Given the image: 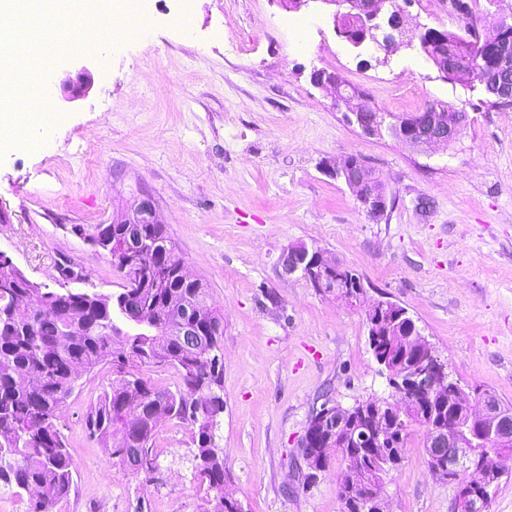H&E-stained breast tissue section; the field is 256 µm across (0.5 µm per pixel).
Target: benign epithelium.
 Listing matches in <instances>:
<instances>
[{
  "mask_svg": "<svg viewBox=\"0 0 512 512\" xmlns=\"http://www.w3.org/2000/svg\"><path fill=\"white\" fill-rule=\"evenodd\" d=\"M334 7L332 19L334 30L343 35L341 21L356 14L362 19L360 32L352 46L360 47L367 41H376L375 32L382 22H387L393 30L402 27V9L395 0H319ZM512 35L497 29L479 40L482 53L494 56L495 64L502 70L499 93L512 96V69L509 68L506 49ZM338 100L346 104L344 116L347 122L357 127L369 137L383 136L385 121L367 107L351 103V97L342 95ZM398 134L407 144L431 150L446 146L459 135L458 127L438 122L432 114L403 124ZM370 167L358 160L347 159L336 165L334 175L341 179L356 194L364 209L374 217L382 216L388 201H379L370 189L367 171ZM123 224H158L156 204L145 196L130 207L121 220ZM285 274H301L312 288L323 294H334L349 302L366 298V289L358 278L344 274L336 262L325 258L323 253L304 244L290 246L280 256ZM405 312L397 303L389 300H371L367 304L366 318L370 339H375L380 327L395 324ZM168 335L178 337L184 347L202 343L206 333L195 320H174ZM405 344L418 356L419 364L407 369L394 370L385 358L376 362L388 371V386L394 394L392 400L379 398L372 406V416L365 426H358L352 419L354 407H343L326 401L312 414L300 440L302 448H358L366 451L378 448L395 436L410 415L431 416L437 423L430 427L426 447L433 463L431 473L456 483L455 510L457 512H489L491 491L478 489L468 481L471 472L482 469L503 476L505 462L512 458V409L503 407L497 396L491 392H465L457 388L454 394V407L466 414L463 424L445 425L443 416L448 414V380L451 377L447 362L437 354L434 346L410 322ZM491 440L498 451L477 458L479 444ZM349 484L358 491L351 502L358 512H390L389 500L384 486L374 482L361 466L349 472Z\"/></svg>",
  "mask_w": 512,
  "mask_h": 512,
  "instance_id": "benign-epithelium-1",
  "label": "benign epithelium"
}]
</instances>
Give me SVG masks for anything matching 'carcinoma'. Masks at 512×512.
<instances>
[{"label":"carcinoma","mask_w":512,"mask_h":512,"mask_svg":"<svg viewBox=\"0 0 512 512\" xmlns=\"http://www.w3.org/2000/svg\"><path fill=\"white\" fill-rule=\"evenodd\" d=\"M455 4L460 32L430 28L421 36L419 48L448 80L480 87L485 94L480 103L501 108L497 73L490 64L480 70L474 62L479 23L468 0H455ZM101 229L107 232V242L136 233L156 247L124 264L111 260L126 284L132 281V273L155 269L141 287L112 295L50 289L14 271L11 287L0 288V481L28 494L27 512H59V504L75 491V465L58 424L59 408L74 389L77 369L110 364L124 378L86 411L83 422L88 436L132 475L150 476L156 472L152 439L157 412L191 426L194 469L213 492L202 512H231L224 495V449L216 442L224 413V316L206 303L203 320L211 327V336L195 351L181 349L172 337L162 335V328L170 312L197 293L207 294V288L163 272L165 266L182 263L164 225L97 224L91 235ZM124 296L129 297L130 311H145L155 325L141 329L114 325L113 306ZM390 336L380 345L388 349L395 364L416 361L406 350L404 337L394 330ZM142 365L172 368L179 383L173 390L158 387L141 373ZM414 424L427 430L432 421L416 417L406 422L393 448L362 454L356 448L327 452L344 464L338 481L340 501L347 500L345 472L352 464H361L375 481L383 482L391 473L389 462H404Z\"/></svg>","instance_id":"obj_1"}]
</instances>
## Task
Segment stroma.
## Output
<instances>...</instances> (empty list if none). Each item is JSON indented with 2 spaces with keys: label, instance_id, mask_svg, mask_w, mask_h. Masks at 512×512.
I'll return each mask as SVG.
<instances>
[{
  "label": "stroma",
  "instance_id": "stroma-1",
  "mask_svg": "<svg viewBox=\"0 0 512 512\" xmlns=\"http://www.w3.org/2000/svg\"><path fill=\"white\" fill-rule=\"evenodd\" d=\"M148 26L109 34L96 54L63 49L72 18L52 38L0 58V88L38 99L20 139L0 135V251L31 280L58 287L71 261L80 288L112 294L122 279L75 227L111 223L151 196L188 271L224 316V490L244 512H340L338 474L304 483L299 439L324 399L389 397L367 341L366 307L285 275L279 258L304 243L352 270L369 298L406 308L463 386L512 404V108L440 78L419 50L428 28L455 31L448 0H411L405 34L389 50L353 47L318 0H146ZM311 22L295 51L289 22ZM87 66L74 101L63 86ZM334 72L375 111L407 116L430 104L467 113L460 136L422 152L349 125L344 105L310 81ZM60 114L43 126V111ZM367 162L393 200L371 217L328 166ZM119 378L80 373L60 410L76 490L60 512H202L189 426L163 420L159 468L133 476L82 427L87 408ZM391 512H452L455 487L430 473L423 429L412 426L402 466L386 483Z\"/></svg>",
  "mask_w": 512,
  "mask_h": 512
}]
</instances>
